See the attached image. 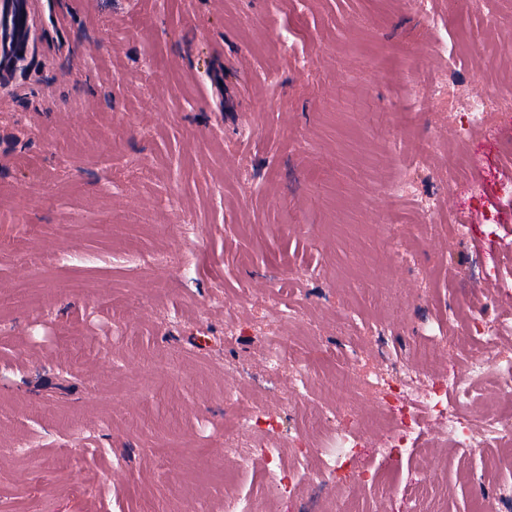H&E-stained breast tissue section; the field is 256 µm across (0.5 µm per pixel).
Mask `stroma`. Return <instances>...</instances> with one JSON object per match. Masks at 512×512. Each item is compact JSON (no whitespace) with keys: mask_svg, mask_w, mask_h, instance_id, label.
I'll use <instances>...</instances> for the list:
<instances>
[{"mask_svg":"<svg viewBox=\"0 0 512 512\" xmlns=\"http://www.w3.org/2000/svg\"><path fill=\"white\" fill-rule=\"evenodd\" d=\"M39 71L0 88V512H224L264 467L245 401L356 415L374 479L297 471L299 512H383L379 352L437 371L512 312V110L448 125V87L512 94V23L471 0H56ZM458 44L456 62L438 49ZM464 235H457V226ZM498 270L495 278L485 269ZM290 292L282 294L280 283ZM383 322V334L373 326ZM313 365L301 415L269 340ZM422 427L446 512L493 502L489 451ZM511 324L512 317L510 315L501 316L494 322H488L477 313L474 314L471 319L470 336H473L476 340L482 339L486 347H491L494 345L501 332L509 328Z\"/></svg>","mask_w":512,"mask_h":512,"instance_id":"stroma-1","label":"stroma"}]
</instances>
